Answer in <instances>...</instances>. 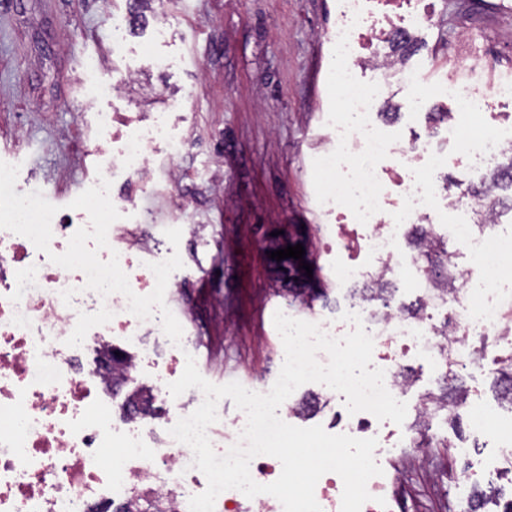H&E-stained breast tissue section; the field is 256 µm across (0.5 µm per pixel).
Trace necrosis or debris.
<instances>
[{"mask_svg": "<svg viewBox=\"0 0 512 512\" xmlns=\"http://www.w3.org/2000/svg\"><path fill=\"white\" fill-rule=\"evenodd\" d=\"M440 24L434 0H340L328 34L348 113L328 119L330 137L316 167L329 177L322 192L327 213L354 225L364 257L340 265L336 283L366 289L343 309L360 316L374 340V365L401 401L409 388L400 375L403 356L464 366L475 341L489 337L512 352V280L489 272L512 256V229L492 199L512 171L486 176L477 223L468 217L471 194L442 193L434 180L449 158L512 154V122L485 126L475 119L489 59L473 56L466 84L440 86L451 105L440 134L405 142L373 119L383 105H400L421 89L419 69L390 45ZM365 67L374 73L368 83L357 76ZM98 127L102 176L80 202L92 223H74L47 206L41 186L17 196L12 178L0 172V512H118L138 487L166 498L171 512H189L192 493L207 487L187 445L158 435L152 415L138 407L113 415L105 397L111 375L77 365L84 342L106 355L118 336H165L177 355L189 351L182 327L166 316L174 286L168 259L135 258L112 233L138 211L134 198L113 195V182L147 180L153 143L165 129L158 119L124 112L99 113ZM409 224L421 225L425 239L450 240L464 251L467 263L452 281L424 275L425 247L402 249L400 231ZM381 281L416 288L421 313L381 308L372 292ZM440 313L447 327L435 324ZM120 438L125 446L116 455L111 448Z\"/></svg>", "mask_w": 512, "mask_h": 512, "instance_id": "4bbe7bcc", "label": "necrosis or debris"}]
</instances>
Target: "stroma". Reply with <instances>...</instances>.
I'll list each match as a JSON object with an SVG mask.
<instances>
[{
  "mask_svg": "<svg viewBox=\"0 0 512 512\" xmlns=\"http://www.w3.org/2000/svg\"><path fill=\"white\" fill-rule=\"evenodd\" d=\"M436 4L445 10L440 41L412 58L426 82L454 77L447 44L467 28L512 71V0L480 12L474 0ZM130 8V0H0V168L18 192L41 182L49 206L86 223L78 199L101 174L98 113H163L185 149L170 171H153L150 184H113V193L140 200L135 223L116 232L133 244L146 225L152 251L169 260L179 286L171 313L190 308L187 327L215 339L213 350L195 354L201 375L261 389L281 369L275 312H304L277 282L264 241L281 225L306 227L326 291L313 303L316 314L343 306L334 268L358 258L356 247L336 248V222L321 204L315 167L328 136L325 116L343 108L326 37L337 2L152 0L139 29L115 31L113 18L128 17ZM118 39L125 47L116 53ZM90 57L102 82L117 83L116 94L90 95L83 69ZM496 358L482 346L466 368H432L410 357L403 365L413 395L442 388L450 372L495 408ZM402 428L385 467L407 512H463L457 446L473 438L468 413L454 424L438 416L424 436L413 418Z\"/></svg>",
  "mask_w": 512,
  "mask_h": 512,
  "instance_id": "35a3bbf8",
  "label": "stroma"
}]
</instances>
